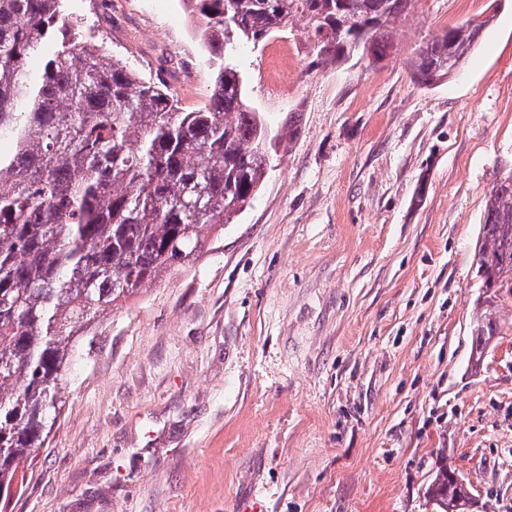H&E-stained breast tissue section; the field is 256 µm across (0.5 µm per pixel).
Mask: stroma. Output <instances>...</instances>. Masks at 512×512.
Wrapping results in <instances>:
<instances>
[{
    "label": "stroma",
    "mask_w": 512,
    "mask_h": 512,
    "mask_svg": "<svg viewBox=\"0 0 512 512\" xmlns=\"http://www.w3.org/2000/svg\"><path fill=\"white\" fill-rule=\"evenodd\" d=\"M66 10L183 110L208 103L189 0ZM484 17L456 75L411 79L417 43ZM282 37L280 92L267 43L235 55L279 136L251 206L81 335L7 512H432L441 459L473 512H512L511 310L470 362L475 244L512 169V0H414L376 65Z\"/></svg>",
    "instance_id": "35a3bbf8"
}]
</instances>
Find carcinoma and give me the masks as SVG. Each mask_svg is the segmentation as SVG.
<instances>
[{"mask_svg": "<svg viewBox=\"0 0 512 512\" xmlns=\"http://www.w3.org/2000/svg\"><path fill=\"white\" fill-rule=\"evenodd\" d=\"M213 85L182 112L145 79L79 38L65 0H0V492L42 447L68 397L77 336L100 315L195 261L203 230L233 223L269 166L268 129L247 104L234 51L304 22L318 60L387 57L413 0H190ZM492 17L418 43L411 78L456 73ZM32 54L43 55L33 74ZM476 275V360L512 308V169L487 199ZM472 485L441 462L424 489L438 512H465Z\"/></svg>", "mask_w": 512, "mask_h": 512, "instance_id": "1", "label": "carcinoma"}]
</instances>
